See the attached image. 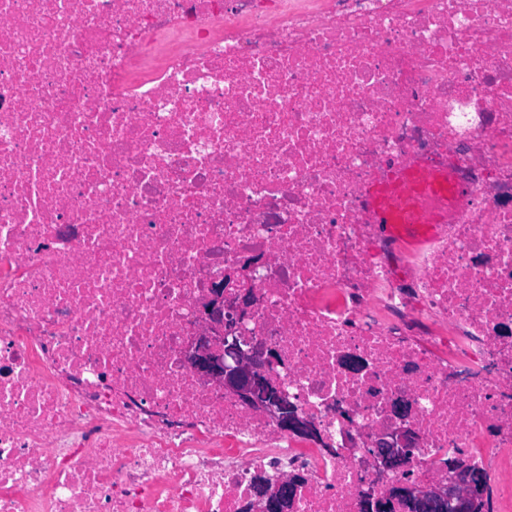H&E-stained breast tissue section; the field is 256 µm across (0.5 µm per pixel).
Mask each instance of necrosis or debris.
Listing matches in <instances>:
<instances>
[{
    "label": "necrosis or debris",
    "mask_w": 512,
    "mask_h": 512,
    "mask_svg": "<svg viewBox=\"0 0 512 512\" xmlns=\"http://www.w3.org/2000/svg\"><path fill=\"white\" fill-rule=\"evenodd\" d=\"M406 170L463 191L416 241ZM227 277L316 436L189 363ZM458 457L512 512V0H0V512H366ZM410 184H412V180L408 178H400L397 179L395 182L382 186L377 188L372 196L376 201L377 208H376V223L379 224H386V209L384 207V203L386 200L392 197H398L403 196L406 197L410 191ZM413 439L410 431L399 430L391 441H381L378 445V455L384 466L389 469L403 470L408 462ZM297 479L289 478L276 482L263 484L257 511L261 512H287L289 499L295 494Z\"/></svg>",
    "instance_id": "necrosis-or-debris-1"
}]
</instances>
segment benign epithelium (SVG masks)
<instances>
[{"label":"benign epithelium","instance_id":"benign-epithelium-1","mask_svg":"<svg viewBox=\"0 0 512 512\" xmlns=\"http://www.w3.org/2000/svg\"><path fill=\"white\" fill-rule=\"evenodd\" d=\"M221 281L212 285L210 300L202 318L211 325V334L199 337L191 345V358L197 375L221 385L224 391L277 420L280 426L293 434L314 437L313 423L288 407V399L267 381L262 369L248 353L241 350L232 336L234 321L224 323V288ZM413 435L400 430L397 435L378 445V455L385 467L402 470L406 467ZM297 479L289 478L263 484L256 509L259 512H288L289 499L295 494ZM483 486L477 473L463 460L448 463V483L429 484L416 489L409 484L396 486L386 502L373 505L375 512H387L399 505L407 512H477L480 508Z\"/></svg>","mask_w":512,"mask_h":512}]
</instances>
